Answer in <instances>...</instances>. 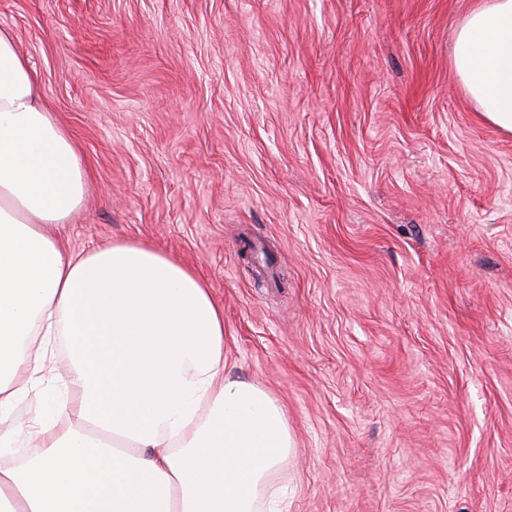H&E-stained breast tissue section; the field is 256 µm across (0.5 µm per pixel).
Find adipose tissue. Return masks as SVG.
<instances>
[{
	"mask_svg": "<svg viewBox=\"0 0 512 512\" xmlns=\"http://www.w3.org/2000/svg\"><path fill=\"white\" fill-rule=\"evenodd\" d=\"M452 66L512 133V0H475ZM87 168L0 28V512H288L271 477L292 438L282 408L224 372V312L191 268L143 241L75 254L61 234ZM66 337L58 376L53 337ZM65 395L23 423L47 379ZM80 413L79 425L64 418Z\"/></svg>",
	"mask_w": 512,
	"mask_h": 512,
	"instance_id": "1",
	"label": "adipose tissue"
}]
</instances>
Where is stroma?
Masks as SVG:
<instances>
[{
    "label": "stroma",
    "instance_id": "1",
    "mask_svg": "<svg viewBox=\"0 0 512 512\" xmlns=\"http://www.w3.org/2000/svg\"><path fill=\"white\" fill-rule=\"evenodd\" d=\"M472 0H0L89 169L81 251L208 283L282 407L289 512H512V134L451 66Z\"/></svg>",
    "mask_w": 512,
    "mask_h": 512
}]
</instances>
